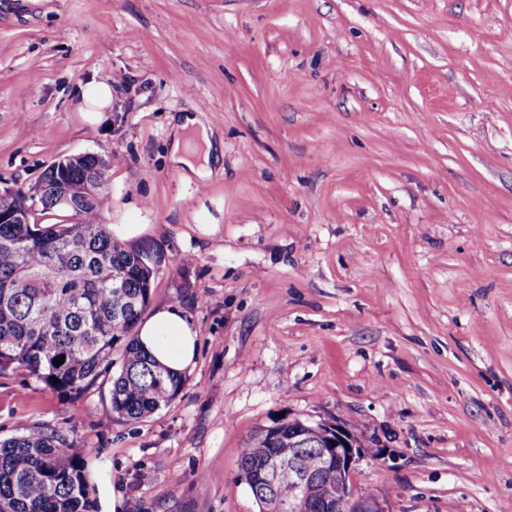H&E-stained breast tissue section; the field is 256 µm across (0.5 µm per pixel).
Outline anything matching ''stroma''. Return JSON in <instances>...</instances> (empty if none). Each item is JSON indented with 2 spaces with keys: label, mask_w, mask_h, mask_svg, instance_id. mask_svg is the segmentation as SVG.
I'll list each match as a JSON object with an SVG mask.
<instances>
[{
  "label": "stroma",
  "mask_w": 512,
  "mask_h": 512,
  "mask_svg": "<svg viewBox=\"0 0 512 512\" xmlns=\"http://www.w3.org/2000/svg\"><path fill=\"white\" fill-rule=\"evenodd\" d=\"M184 112L204 180L170 160ZM83 153L198 354L135 423L110 376L0 375L1 440L85 453L94 512H258L241 448L310 417L383 512L512 507V0H0V188ZM112 102V87L106 83H92L81 91V104L85 112H103Z\"/></svg>",
  "instance_id": "35a3bbf8"
}]
</instances>
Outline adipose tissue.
Returning a JSON list of instances; mask_svg holds the SVG:
<instances>
[{"label":"adipose tissue","instance_id":"1","mask_svg":"<svg viewBox=\"0 0 512 512\" xmlns=\"http://www.w3.org/2000/svg\"><path fill=\"white\" fill-rule=\"evenodd\" d=\"M213 148L208 130L198 119L186 116L178 120L170 159L198 178L210 174ZM138 346L175 374H183L197 356V333L183 313L165 306L140 325Z\"/></svg>","mask_w":512,"mask_h":512}]
</instances>
